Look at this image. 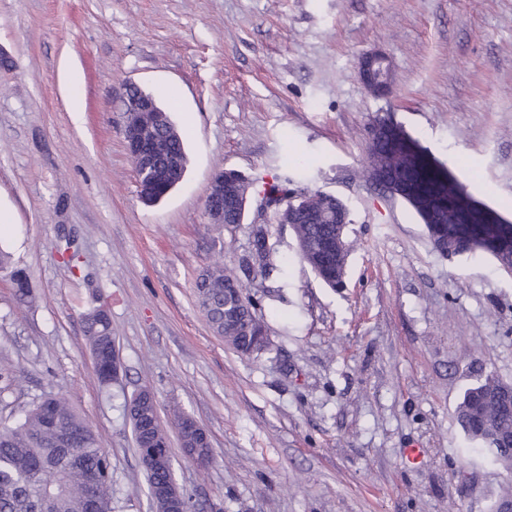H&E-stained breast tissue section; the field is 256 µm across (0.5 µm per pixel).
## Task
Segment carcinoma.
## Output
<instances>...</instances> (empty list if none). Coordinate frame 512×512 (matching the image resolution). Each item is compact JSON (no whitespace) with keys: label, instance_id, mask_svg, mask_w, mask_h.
Segmentation results:
<instances>
[{"label":"carcinoma","instance_id":"carcinoma-1","mask_svg":"<svg viewBox=\"0 0 512 512\" xmlns=\"http://www.w3.org/2000/svg\"><path fill=\"white\" fill-rule=\"evenodd\" d=\"M172 155L187 167L182 138L172 122L158 131ZM368 164L394 169L404 180L417 175L423 196L435 202L448 197V178L423 166L417 157L394 143L380 139L369 145ZM296 176H275L256 188L272 193H292ZM176 178L164 173L154 184L142 187L141 199L154 203L174 187ZM350 223L347 206L337 197L318 191L307 192L294 202L281 223L295 233L300 258L329 287L336 288V269L345 264L336 256V221ZM468 243L458 254L484 252L497 257L488 246L496 225H468ZM264 236L256 235L251 254L242 259L240 269L249 276L263 260ZM234 278L216 266L201 274L196 282L198 303L213 332L223 337L242 355L256 353L249 334L255 327V302L248 292L230 304L224 295ZM85 336L102 385L112 384V323L95 308L84 317ZM125 410L132 425L139 454L150 452L151 443H166L155 397L133 394ZM456 418L469 448L494 463L512 465V386L492 375L481 377L469 387L456 408ZM155 512H171L166 495L172 480L168 465L144 471ZM0 512H112V472L108 454L101 448L89 423L70 400L48 392L39 397L11 426L0 428Z\"/></svg>","mask_w":512,"mask_h":512}]
</instances>
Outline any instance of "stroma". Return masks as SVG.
<instances>
[{"mask_svg": "<svg viewBox=\"0 0 512 512\" xmlns=\"http://www.w3.org/2000/svg\"><path fill=\"white\" fill-rule=\"evenodd\" d=\"M0 48L15 62L0 69V425L68 397L109 455L115 512H153L124 412L144 387L199 512H490L512 492V468L469 452L455 414L479 374L512 385V274L442 255L363 176L371 124L389 117L512 221V0H0ZM375 51L393 69L386 99L359 76ZM130 82L161 93L189 154L154 205L122 134ZM222 168L302 169L296 189L342 199L344 287L258 204L207 223ZM259 230L265 271L246 286L269 347L246 356L212 331L195 281L238 273ZM102 303L122 363L108 387L83 323ZM177 409L208 432V465L183 455Z\"/></svg>", "mask_w": 512, "mask_h": 512, "instance_id": "1", "label": "stroma"}]
</instances>
